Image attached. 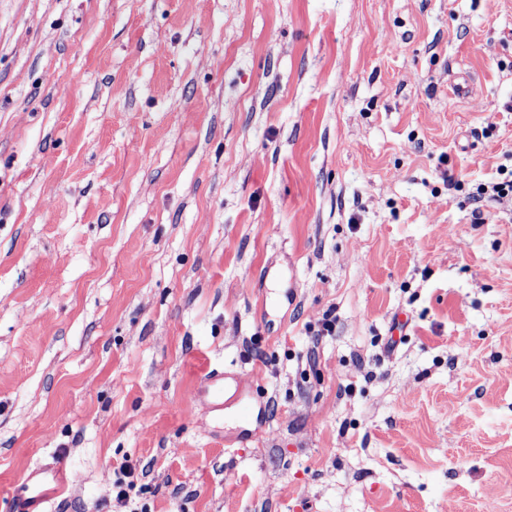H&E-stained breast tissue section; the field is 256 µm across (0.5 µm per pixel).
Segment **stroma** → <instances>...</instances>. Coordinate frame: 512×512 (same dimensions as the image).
<instances>
[{"label": "stroma", "mask_w": 512, "mask_h": 512, "mask_svg": "<svg viewBox=\"0 0 512 512\" xmlns=\"http://www.w3.org/2000/svg\"><path fill=\"white\" fill-rule=\"evenodd\" d=\"M510 173L512 0H0V512H512ZM227 379V375L223 373H213L208 380L206 387L201 390L194 392L195 397L204 396L206 397L211 404L216 408V410L224 409V393L226 390L225 380ZM70 484V475L61 462L30 468L11 492L14 512H45L46 505L60 496Z\"/></svg>", "instance_id": "35a3bbf8"}]
</instances>
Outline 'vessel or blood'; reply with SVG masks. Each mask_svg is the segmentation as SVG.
Segmentation results:
<instances>
[{"mask_svg":"<svg viewBox=\"0 0 512 512\" xmlns=\"http://www.w3.org/2000/svg\"><path fill=\"white\" fill-rule=\"evenodd\" d=\"M69 484L70 475L63 463L30 468L12 488L13 512H45L47 504L60 496Z\"/></svg>","mask_w":512,"mask_h":512,"instance_id":"obj_1","label":"vessel or blood"}]
</instances>
